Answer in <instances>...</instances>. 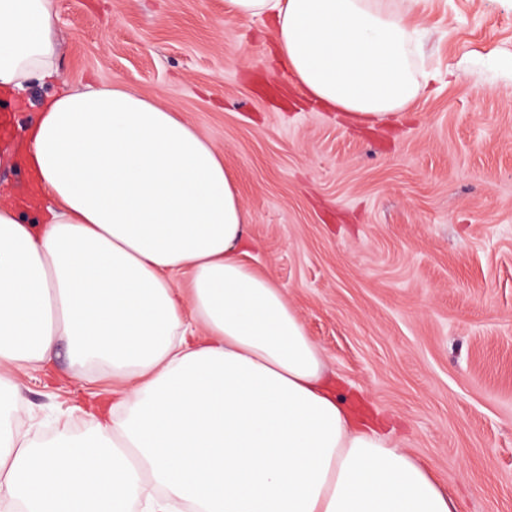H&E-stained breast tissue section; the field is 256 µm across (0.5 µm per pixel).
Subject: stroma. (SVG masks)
<instances>
[{
  "label": "stroma",
  "mask_w": 512,
  "mask_h": 512,
  "mask_svg": "<svg viewBox=\"0 0 512 512\" xmlns=\"http://www.w3.org/2000/svg\"><path fill=\"white\" fill-rule=\"evenodd\" d=\"M424 15L408 111L372 127L306 102L271 22L224 0H52L59 69L123 81L209 136L248 219L245 262L273 278L329 377L426 463L458 512H512V0H383ZM53 84L0 100L21 139ZM67 349L23 378L31 443L107 399Z\"/></svg>",
  "instance_id": "stroma-1"
}]
</instances>
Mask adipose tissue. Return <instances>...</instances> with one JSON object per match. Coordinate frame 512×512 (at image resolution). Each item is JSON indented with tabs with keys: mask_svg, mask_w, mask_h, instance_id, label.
Listing matches in <instances>:
<instances>
[{
	"mask_svg": "<svg viewBox=\"0 0 512 512\" xmlns=\"http://www.w3.org/2000/svg\"><path fill=\"white\" fill-rule=\"evenodd\" d=\"M354 124L405 111L425 24L382 0H224ZM51 0H0V97L55 84L0 191V501L26 512H457L429 466L326 377L274 280L242 259L247 212L219 148L129 85L62 77ZM188 278L189 289L179 286ZM112 380L92 431L34 447L5 414L57 344Z\"/></svg>",
	"mask_w": 512,
	"mask_h": 512,
	"instance_id": "1",
	"label": "adipose tissue"
}]
</instances>
